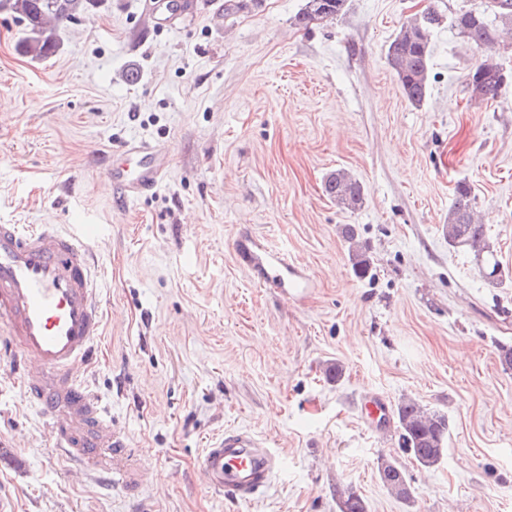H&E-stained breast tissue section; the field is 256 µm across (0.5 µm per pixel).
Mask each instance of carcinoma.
Here are the masks:
<instances>
[{"instance_id": "cac0c4a2", "label": "carcinoma", "mask_w": 512, "mask_h": 512, "mask_svg": "<svg viewBox=\"0 0 512 512\" xmlns=\"http://www.w3.org/2000/svg\"><path fill=\"white\" fill-rule=\"evenodd\" d=\"M9 9L29 30L26 52L37 58H47L58 49L55 28L57 24L70 22L90 11L98 0H5ZM493 15L485 12L464 11L455 15L453 25L477 47L499 37L501 28L512 27V0H493ZM427 35L411 36L404 28L390 42L387 60L394 69L403 96L413 105L421 104L429 86L431 58V36L440 24L439 16L428 10L422 14ZM475 71L483 73L479 83L480 98L495 97L503 83L500 68L482 61ZM324 191L336 203L354 209L362 204L363 188L349 173L338 170L324 182ZM448 245L453 248L467 247L479 261L481 277L494 282L502 280L504 271L500 267L496 250L487 236L485 225L474 218V196L471 187L464 181L453 190V204L448 210V224L444 225ZM342 235L349 244L354 272L364 277L369 273L370 262L365 252L356 243L357 229L352 224L342 228ZM399 438L402 448L424 468L439 464L448 445V418L438 410L423 407L412 399L401 400L395 409ZM378 475L392 495L401 500L410 499V488L406 471L395 461L380 457ZM367 501L349 489L341 492L339 512H368Z\"/></svg>"}]
</instances>
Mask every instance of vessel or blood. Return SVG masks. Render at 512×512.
<instances>
[{
    "label": "vessel or blood",
    "instance_id": "obj_1",
    "mask_svg": "<svg viewBox=\"0 0 512 512\" xmlns=\"http://www.w3.org/2000/svg\"><path fill=\"white\" fill-rule=\"evenodd\" d=\"M168 168L163 149L130 140L106 175L129 204L156 188ZM96 234L93 224H0V329L23 364L24 397L43 418L54 450L73 462L69 476L131 489L140 478L135 451L85 375L105 322L102 266L90 244ZM233 247L243 265L259 270L260 285L278 287L294 301L308 294L310 274L286 254L268 253L252 237L235 239ZM360 416L390 426L391 403L369 394ZM106 448L113 451L112 461L98 464ZM280 465L266 441L244 428L213 438L197 460L205 484L237 501L270 491Z\"/></svg>",
    "mask_w": 512,
    "mask_h": 512
}]
</instances>
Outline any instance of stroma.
Masks as SVG:
<instances>
[{
	"mask_svg": "<svg viewBox=\"0 0 512 512\" xmlns=\"http://www.w3.org/2000/svg\"><path fill=\"white\" fill-rule=\"evenodd\" d=\"M225 0L160 19L150 0H100L57 29L54 55L0 9V223L95 224L105 337L88 377L129 437L145 480L134 493L66 475L43 420L0 369V512H339L350 488L369 512H512V47L475 48L453 25L490 0H347L297 25L306 0ZM442 17L426 98L411 105L387 60L414 15ZM505 75L472 99L482 59ZM136 81H129V71ZM137 138L167 150L161 186L120 206L105 175ZM349 170L354 210L323 190ZM467 182L505 276L449 248L453 188ZM356 225L372 274L357 277L340 228ZM251 235L315 280L305 299L263 288L232 243ZM345 374L328 381L327 364ZM368 393L448 417L432 469L367 427ZM230 427L282 458L271 491L242 502L209 489L196 460ZM397 461L411 498L383 487Z\"/></svg>",
	"mask_w": 512,
	"mask_h": 512,
	"instance_id": "35a3bbf8",
	"label": "stroma"
}]
</instances>
